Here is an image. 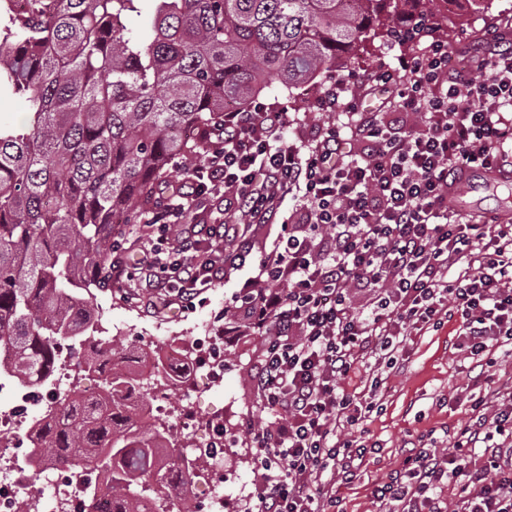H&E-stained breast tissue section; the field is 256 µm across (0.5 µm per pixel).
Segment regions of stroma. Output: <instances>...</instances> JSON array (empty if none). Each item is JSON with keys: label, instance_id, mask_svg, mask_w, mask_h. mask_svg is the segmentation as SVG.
<instances>
[{"label": "stroma", "instance_id": "obj_1", "mask_svg": "<svg viewBox=\"0 0 512 512\" xmlns=\"http://www.w3.org/2000/svg\"><path fill=\"white\" fill-rule=\"evenodd\" d=\"M499 28L512 30V0H491L482 12L466 6L455 8L453 16L437 15L431 31L448 41L452 58L465 59L482 48L490 33ZM415 51L412 43H387L361 53L345 70L359 104L368 109L378 107L382 98L372 90L371 75L380 64H395L397 55ZM336 74V69L326 70L312 84L290 91L282 87L277 75H269V87L260 100L286 107L290 118L322 123V115L312 107L310 89ZM459 193L475 214H500L512 206V186L464 184ZM244 277V272L232 273L203 292L189 308L166 301L160 293L144 298L135 279L112 283L96 296L99 319L109 327L112 347L129 357H139L150 341L159 342L169 336L195 343L206 353L216 347L223 352L224 367L219 377L201 379L193 393L183 387L170 389L167 408L176 413L184 406H192L201 422L193 432L173 428V438L181 447L190 443L199 448L211 447L208 425L223 422L224 493L232 501V512H244L249 494L260 478L245 428L249 421L266 418L251 386L254 356L262 338L253 331L240 332L235 323L222 317L225 305L239 291ZM460 325L461 319L455 315L445 319L438 329L411 334L405 351L397 356L400 370L383 369L387 378L383 409L364 423L370 440L378 442L379 448L372 453L361 479L353 486L340 488L344 512H380L369 487L402 467L414 436L431 434L437 448L451 447L457 430L469 418L470 396H487L488 406L494 411L498 408L493 399L496 391L512 387V357L502 355L495 366L475 368L455 345Z\"/></svg>", "mask_w": 512, "mask_h": 512}]
</instances>
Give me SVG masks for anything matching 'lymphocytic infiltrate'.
Wrapping results in <instances>:
<instances>
[{
	"label": "lymphocytic infiltrate",
	"mask_w": 512,
	"mask_h": 512,
	"mask_svg": "<svg viewBox=\"0 0 512 512\" xmlns=\"http://www.w3.org/2000/svg\"><path fill=\"white\" fill-rule=\"evenodd\" d=\"M449 50L427 35L377 75L396 89L393 111L346 125L335 117L353 109L347 83L331 81L315 101L329 119L303 148L287 143L282 109L225 113L217 147L146 220L158 241L139 264L146 287L189 305L228 271H251L230 312L262 338L252 385L268 420L247 427L258 512H338L337 484L359 479L369 452L354 427L374 410L347 385L368 360L404 351L409 331L437 328L453 309L469 359L489 364L512 346V222L450 200L476 169L512 181L500 160L512 140V49L460 69ZM218 194L224 219L187 223L191 205ZM253 224L278 226L271 250L256 252ZM499 398L492 414L472 400L452 450L419 449L373 498L396 512H512V390Z\"/></svg>",
	"instance_id": "obj_1"
}]
</instances>
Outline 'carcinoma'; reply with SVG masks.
Instances as JSON below:
<instances>
[{
	"label": "carcinoma",
	"mask_w": 512,
	"mask_h": 512,
	"mask_svg": "<svg viewBox=\"0 0 512 512\" xmlns=\"http://www.w3.org/2000/svg\"><path fill=\"white\" fill-rule=\"evenodd\" d=\"M0 11V96L27 123L0 127V372L48 379L65 337L94 329L92 289L112 278L115 218L138 217L168 164L191 162L275 73L293 88L348 62L377 37L410 42L437 0H53ZM84 366L103 394L80 391L36 421L31 456L95 472L117 512H191L166 479L191 474L170 430L130 399L144 374L112 347Z\"/></svg>",
	"instance_id": "obj_1"
}]
</instances>
